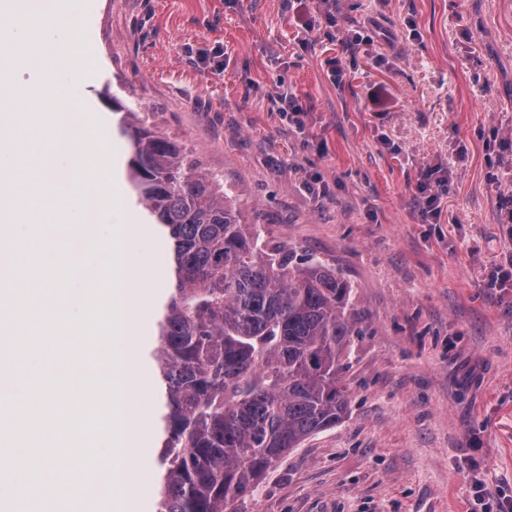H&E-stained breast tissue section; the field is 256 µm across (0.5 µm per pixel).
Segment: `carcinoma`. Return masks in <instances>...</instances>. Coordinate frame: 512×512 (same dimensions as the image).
<instances>
[{"label":"carcinoma","mask_w":512,"mask_h":512,"mask_svg":"<svg viewBox=\"0 0 512 512\" xmlns=\"http://www.w3.org/2000/svg\"><path fill=\"white\" fill-rule=\"evenodd\" d=\"M112 133L166 256L154 512H245L260 480L346 410L350 287L242 223L224 184L141 113H120Z\"/></svg>","instance_id":"carcinoma-1"}]
</instances>
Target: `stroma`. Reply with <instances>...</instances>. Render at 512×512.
I'll return each mask as SVG.
<instances>
[{"label": "stroma", "mask_w": 512, "mask_h": 512, "mask_svg": "<svg viewBox=\"0 0 512 512\" xmlns=\"http://www.w3.org/2000/svg\"><path fill=\"white\" fill-rule=\"evenodd\" d=\"M91 63L73 91L104 131L146 112L224 183L265 238L321 260L350 286L360 328L345 357L349 404L275 468L246 512H470L474 477L512 496V292L485 288L512 255L499 203L512 197V0H336L337 32L308 30L319 0H81ZM0 0V134L25 139L36 85L57 53ZM364 28L355 57L344 30ZM349 74L334 84L327 62ZM295 94L307 132L281 121ZM452 181L422 223L421 171ZM316 176L322 191L309 190ZM151 274V327L164 249L129 245ZM126 512H152L158 437Z\"/></svg>", "instance_id": "35a3bbf8"}]
</instances>
